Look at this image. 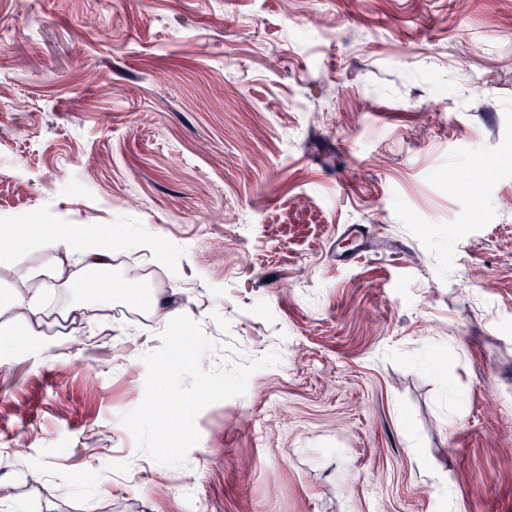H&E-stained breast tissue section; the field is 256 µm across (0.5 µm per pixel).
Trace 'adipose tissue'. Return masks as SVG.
<instances>
[{
  "label": "adipose tissue",
  "instance_id": "obj_1",
  "mask_svg": "<svg viewBox=\"0 0 512 512\" xmlns=\"http://www.w3.org/2000/svg\"><path fill=\"white\" fill-rule=\"evenodd\" d=\"M122 225L55 224L20 233L17 225L0 226V269L17 274L16 286L0 291V361L16 353L40 355L48 311L44 297L56 288L83 291L84 296L59 309L61 321L80 328L94 309L112 304L113 284L94 278V271L110 269L109 237L121 236ZM39 253L37 266L26 265L29 253Z\"/></svg>",
  "mask_w": 512,
  "mask_h": 512
}]
</instances>
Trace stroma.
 Wrapping results in <instances>:
<instances>
[{
    "instance_id": "35a3bbf8",
    "label": "stroma",
    "mask_w": 512,
    "mask_h": 512,
    "mask_svg": "<svg viewBox=\"0 0 512 512\" xmlns=\"http://www.w3.org/2000/svg\"><path fill=\"white\" fill-rule=\"evenodd\" d=\"M17 218L127 228L111 306L0 365L19 512H512V0H0ZM125 287L281 357L180 467L122 422L164 329Z\"/></svg>"
}]
</instances>
